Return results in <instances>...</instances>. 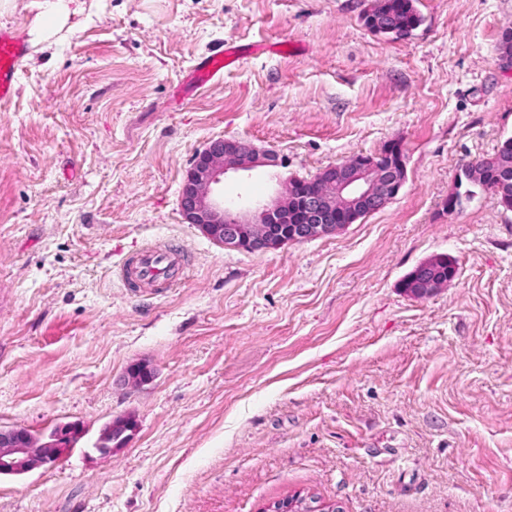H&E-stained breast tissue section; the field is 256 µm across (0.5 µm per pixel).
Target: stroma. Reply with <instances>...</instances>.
Segmentation results:
<instances>
[{
    "label": "stroma",
    "instance_id": "obj_1",
    "mask_svg": "<svg viewBox=\"0 0 512 512\" xmlns=\"http://www.w3.org/2000/svg\"><path fill=\"white\" fill-rule=\"evenodd\" d=\"M367 6L81 0L58 44L36 38L37 0L0 8L28 44L0 105V426L85 431L55 466L1 477L0 512H263L297 491L339 512H512V211L481 189L442 211L462 164L512 136V0H415L397 41ZM226 43L290 50L175 100ZM220 137L280 160L227 174L228 202L392 140L405 184L339 233L225 249L179 207ZM154 244L173 277L128 287L121 267ZM436 254L457 277L404 292ZM139 361L152 384L121 385ZM122 415L126 445L93 453ZM440 256H446V260L443 265H439L437 267L436 272L439 274H447L448 271L447 278L438 279L431 275L430 270L437 262V258H431L419 263L413 271L403 279V289L413 296L424 297L437 292L453 281L458 274V267L451 261V259H448V255ZM137 423L132 416H119L110 421L99 440L95 443L94 451L106 455L117 448H112V443L124 445L130 436L136 431ZM112 430L117 434L119 441L112 442Z\"/></svg>",
    "mask_w": 512,
    "mask_h": 512
}]
</instances>
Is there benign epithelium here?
<instances>
[{"instance_id": "7a95c632", "label": "benign epithelium", "mask_w": 512, "mask_h": 512, "mask_svg": "<svg viewBox=\"0 0 512 512\" xmlns=\"http://www.w3.org/2000/svg\"><path fill=\"white\" fill-rule=\"evenodd\" d=\"M268 163L260 153L236 138L211 141L196 154L186 172L179 195L185 223L197 227L216 244L242 252H264L292 243L332 234L355 220L371 214L397 196L405 183V155L398 141L384 150L357 155L322 170L325 190L310 189V181L291 177L269 201L229 207L220 197L218 185L228 173H249ZM437 262L431 258L419 263L404 279L403 289L416 297L429 296L455 279L458 267L448 262V276L438 279L430 270ZM154 379V370L142 362L127 366L120 382L143 387ZM136 420L119 416L110 421L94 451L106 455L113 451L112 434L123 445L136 431ZM84 435L81 425H59L36 441L24 428L0 427V476L29 473L63 460L74 442Z\"/></svg>"}]
</instances>
